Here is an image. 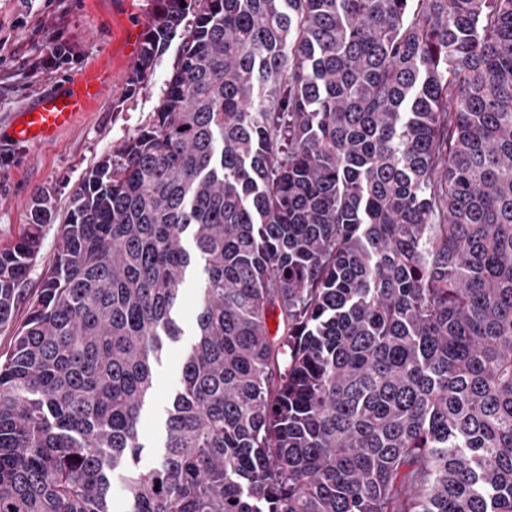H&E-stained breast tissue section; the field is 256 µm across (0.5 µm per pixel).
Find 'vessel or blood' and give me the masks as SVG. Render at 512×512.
Wrapping results in <instances>:
<instances>
[{
	"instance_id": "1",
	"label": "vessel or blood",
	"mask_w": 512,
	"mask_h": 512,
	"mask_svg": "<svg viewBox=\"0 0 512 512\" xmlns=\"http://www.w3.org/2000/svg\"><path fill=\"white\" fill-rule=\"evenodd\" d=\"M93 96L90 82L71 84L61 94L41 95L27 111L18 112L6 134L16 145L37 146L68 126Z\"/></svg>"
}]
</instances>
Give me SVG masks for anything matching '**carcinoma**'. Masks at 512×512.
Returning a JSON list of instances; mask_svg holds the SVG:
<instances>
[{
	"instance_id": "obj_1",
	"label": "carcinoma",
	"mask_w": 512,
	"mask_h": 512,
	"mask_svg": "<svg viewBox=\"0 0 512 512\" xmlns=\"http://www.w3.org/2000/svg\"><path fill=\"white\" fill-rule=\"evenodd\" d=\"M190 14L36 294L49 197L0 250V512H512V0H157L132 87ZM197 278L187 279L182 290V304L179 309L183 334L180 341L169 343L162 354L161 365L157 367L155 394L147 401L140 423V442L144 448L139 467L150 468L163 448L165 419L169 396L178 388L182 358L194 340V309L199 295Z\"/></svg>"
}]
</instances>
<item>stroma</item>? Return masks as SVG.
Masks as SVG:
<instances>
[{"instance_id": "obj_1", "label": "stroma", "mask_w": 512, "mask_h": 512, "mask_svg": "<svg viewBox=\"0 0 512 512\" xmlns=\"http://www.w3.org/2000/svg\"><path fill=\"white\" fill-rule=\"evenodd\" d=\"M156 0H0V133L15 112L44 92H56L77 78L91 81L92 103L49 143L37 147L0 146V249L13 244L30 216L33 198L44 194L55 206L45 225L41 247L28 280L36 293L45 268L56 258L59 225L73 191L102 158L135 136L153 118L183 42L175 36L157 58L151 75L136 92L128 83L135 62L126 36L130 19L151 18ZM69 40L73 59L60 67L44 66L49 38ZM197 279H187L179 309L183 334L168 344L157 368V388L140 423V468H150L163 447L169 396L178 388L182 358L194 340Z\"/></svg>"}]
</instances>
